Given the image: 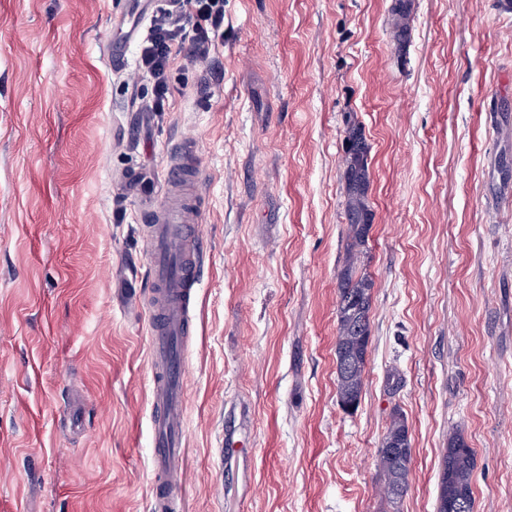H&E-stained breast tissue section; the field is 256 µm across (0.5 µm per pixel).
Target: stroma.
I'll return each instance as SVG.
<instances>
[{"label": "stroma", "mask_w": 512, "mask_h": 512, "mask_svg": "<svg viewBox=\"0 0 512 512\" xmlns=\"http://www.w3.org/2000/svg\"><path fill=\"white\" fill-rule=\"evenodd\" d=\"M224 0L172 95L106 60L130 0H0V512H150L148 255L133 164L200 144L183 512H436L451 433L474 512H512V0ZM370 147L361 401L336 396L349 119ZM243 402L239 460L219 453ZM409 490L380 492L392 411Z\"/></svg>", "instance_id": "35a3bbf8"}]
</instances>
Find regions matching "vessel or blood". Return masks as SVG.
Here are the masks:
<instances>
[{"mask_svg":"<svg viewBox=\"0 0 512 512\" xmlns=\"http://www.w3.org/2000/svg\"><path fill=\"white\" fill-rule=\"evenodd\" d=\"M199 146L183 138L172 148L164 188L142 196L140 218L149 243V357L152 371L151 512H178L175 483L186 458L183 338L191 331L190 306L200 271L201 193L194 161Z\"/></svg>","mask_w":512,"mask_h":512,"instance_id":"b4317fda","label":"vessel or blood"}]
</instances>
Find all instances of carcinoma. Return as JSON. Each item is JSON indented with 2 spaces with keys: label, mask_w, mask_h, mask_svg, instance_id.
Here are the masks:
<instances>
[{
  "label": "carcinoma",
  "mask_w": 512,
  "mask_h": 512,
  "mask_svg": "<svg viewBox=\"0 0 512 512\" xmlns=\"http://www.w3.org/2000/svg\"><path fill=\"white\" fill-rule=\"evenodd\" d=\"M368 150L361 128L350 124L345 139L348 258L337 276L336 390L341 400L355 408L362 396L367 365L374 286L361 260L372 227V211L367 202ZM406 432L403 415L393 413L377 450L383 492L393 504L399 503L409 489L412 448ZM474 466L473 449L462 437H451L444 454L438 512H474Z\"/></svg>",
  "instance_id": "1"
}]
</instances>
